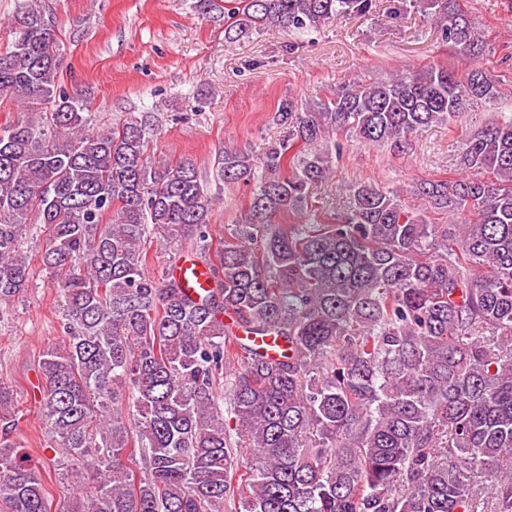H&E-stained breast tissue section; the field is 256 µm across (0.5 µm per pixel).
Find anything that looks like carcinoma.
<instances>
[{
    "label": "carcinoma",
    "mask_w": 512,
    "mask_h": 512,
    "mask_svg": "<svg viewBox=\"0 0 512 512\" xmlns=\"http://www.w3.org/2000/svg\"><path fill=\"white\" fill-rule=\"evenodd\" d=\"M427 2L442 42L479 57L456 0ZM372 7L235 0L229 12L241 34L307 32ZM59 71L56 22L22 7L0 53V99L25 107L0 126V304L27 287L19 243L42 225L69 326L40 363V417L57 466L92 482L72 512H512V118L467 140L466 175L417 188L455 224L365 182L303 229L273 221L329 179L331 134L399 149L469 101L497 100V79L437 62L281 101L288 142L218 156L224 183L259 186L215 248L217 288L193 300L149 275L142 242L162 224L212 245L196 166H154L140 125L94 130ZM12 397L0 382V499L50 512L40 470L10 440ZM136 454L138 475L124 463Z\"/></svg>",
    "instance_id": "cac0c4a2"
}]
</instances>
